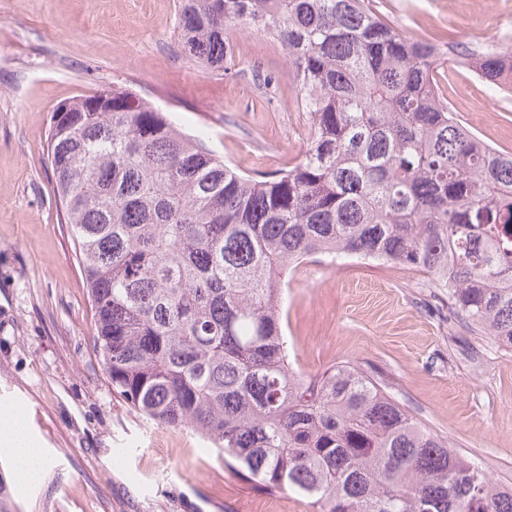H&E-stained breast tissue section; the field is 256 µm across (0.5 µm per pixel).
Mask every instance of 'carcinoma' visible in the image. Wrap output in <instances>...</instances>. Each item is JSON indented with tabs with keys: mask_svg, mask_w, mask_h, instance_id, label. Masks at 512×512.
<instances>
[{
	"mask_svg": "<svg viewBox=\"0 0 512 512\" xmlns=\"http://www.w3.org/2000/svg\"><path fill=\"white\" fill-rule=\"evenodd\" d=\"M237 25L291 64L310 134L287 169L240 173L121 86L50 118L56 204L112 391L313 512H512V488L359 368H293L283 315L300 262L348 255L426 271L454 313L512 348V152L448 106V43L402 34L372 0L179 2L184 53L207 69L224 68ZM453 53L512 92L511 53Z\"/></svg>",
	"mask_w": 512,
	"mask_h": 512,
	"instance_id": "1",
	"label": "carcinoma"
}]
</instances>
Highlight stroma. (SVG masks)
Returning a JSON list of instances; mask_svg holds the SVG:
<instances>
[{
	"label": "stroma",
	"instance_id": "obj_1",
	"mask_svg": "<svg viewBox=\"0 0 512 512\" xmlns=\"http://www.w3.org/2000/svg\"><path fill=\"white\" fill-rule=\"evenodd\" d=\"M407 36L487 44L512 0H374ZM177 0H0V399L15 396L41 448L39 480L0 445L19 512H310L225 467L188 430L147 420L114 394L93 352L88 288L46 165L62 102L112 85L135 91L236 169L273 172L307 148L288 58L267 34L229 32L223 70L192 64ZM458 119L512 151V94L444 62ZM446 290L416 268L343 258L291 277L289 360L308 375L348 363L370 372L430 431L512 487V349L449 317Z\"/></svg>",
	"mask_w": 512,
	"mask_h": 512
}]
</instances>
